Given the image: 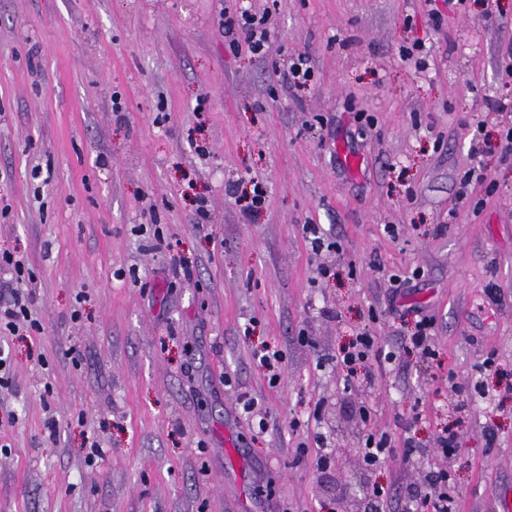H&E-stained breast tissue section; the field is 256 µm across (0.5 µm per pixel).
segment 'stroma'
Wrapping results in <instances>:
<instances>
[{"mask_svg": "<svg viewBox=\"0 0 512 512\" xmlns=\"http://www.w3.org/2000/svg\"><path fill=\"white\" fill-rule=\"evenodd\" d=\"M244 8L270 16L257 55L224 36ZM511 57L512 0H0V252L40 325L0 331V512H227L241 484L255 512H403L428 472L452 512H499ZM370 433L396 448L373 468ZM313 71L309 66L307 58L298 57L297 62L288 69V74L284 73L283 79L288 81L290 88L301 91L309 87V83L313 79ZM375 346V338L372 336H357L355 341L351 342L341 352L337 362L347 370V374L354 373L356 366L364 363L371 356Z\"/></svg>", "mask_w": 512, "mask_h": 512, "instance_id": "1", "label": "stroma"}]
</instances>
